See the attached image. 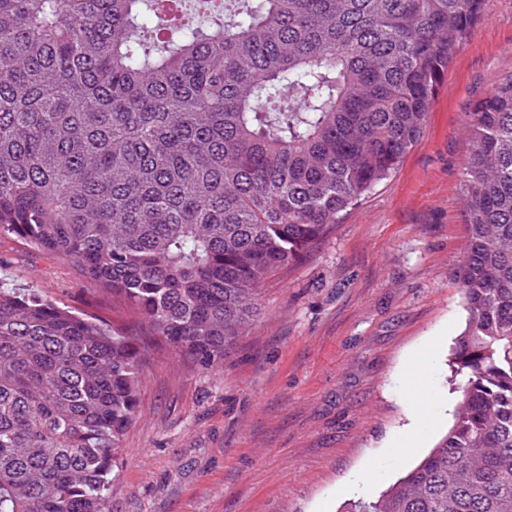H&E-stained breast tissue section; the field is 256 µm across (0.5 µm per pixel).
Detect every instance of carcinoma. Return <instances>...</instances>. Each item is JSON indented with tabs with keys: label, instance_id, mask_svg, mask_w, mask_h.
I'll return each mask as SVG.
<instances>
[{
	"label": "carcinoma",
	"instance_id": "1",
	"mask_svg": "<svg viewBox=\"0 0 512 512\" xmlns=\"http://www.w3.org/2000/svg\"><path fill=\"white\" fill-rule=\"evenodd\" d=\"M0 0V232L131 321L0 283V512H106L145 368L218 365L260 286L420 138L486 0ZM453 423L344 512H512V75L471 112Z\"/></svg>",
	"mask_w": 512,
	"mask_h": 512
}]
</instances>
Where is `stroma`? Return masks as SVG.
Returning <instances> with one entry per match:
<instances>
[{"label":"stroma","mask_w":512,"mask_h":512,"mask_svg":"<svg viewBox=\"0 0 512 512\" xmlns=\"http://www.w3.org/2000/svg\"><path fill=\"white\" fill-rule=\"evenodd\" d=\"M512 74V0H488L418 143L263 286L223 364L170 350L145 371L108 512H342L380 495L452 424L466 313L462 167L474 105ZM0 282L125 322L67 262L0 233Z\"/></svg>","instance_id":"35a3bbf8"}]
</instances>
